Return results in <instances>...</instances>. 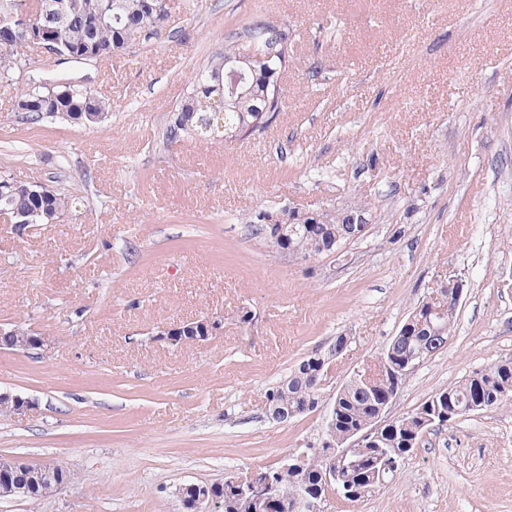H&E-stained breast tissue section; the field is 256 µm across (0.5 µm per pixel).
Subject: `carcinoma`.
Segmentation results:
<instances>
[{"mask_svg":"<svg viewBox=\"0 0 512 512\" xmlns=\"http://www.w3.org/2000/svg\"><path fill=\"white\" fill-rule=\"evenodd\" d=\"M29 0H0V27H30L34 35L48 36L58 43L62 51L92 52L108 59L134 44L141 37L158 31L168 17L167 0H39V9L31 12ZM288 23L264 14L251 17L238 28L224 36V49L214 53L203 70L197 73L185 99L175 108L163 138L166 143H176L184 138L198 136L205 140L237 137H262L277 121L282 111L279 94V77L288 63ZM31 43L14 37H0V77L12 78L22 66L25 50ZM245 57L241 63L244 80L234 96H229L226 86L227 62ZM13 111L20 112L33 122L44 118H59L78 124L77 118L89 112L96 116L88 124L98 125L108 115V103L93 90L78 85H56L43 88L36 106L29 103L28 94L17 96ZM224 130L216 129L218 122ZM5 195L0 196V209L23 215L34 201L29 182L0 178ZM76 204L74 195L52 191L49 209L60 218ZM271 212L256 211L251 219L253 234L279 253L292 249L305 261H315L346 244L348 225L339 222L334 209L318 213L297 211L285 228L270 223ZM424 312L411 314L383 352L387 364L404 369L408 359L422 354V359L434 355L448 341L456 314L434 320L440 328L434 335L420 322ZM320 355L313 354L300 362L285 379L270 387L266 399L278 408L303 414L313 411L318 400L314 387ZM390 376L367 385L350 380L337 393L333 401L332 427L336 438L361 427L368 428L379 416L384 396L392 388ZM484 403V407L503 406L512 402V360L495 364L469 376L463 382L431 395L419 408L403 415L396 426H385L380 431L377 445L391 452L409 454L421 441L423 434L434 427L438 430L448 425L450 419L440 417L448 406L472 413L471 405ZM431 409L439 413L435 422L424 424L421 411ZM377 460L370 456H350L344 462L343 475L354 486H361L371 479ZM321 463L310 460L307 470L295 473L279 469L274 472L280 495V507L274 512H288V501L303 487H320ZM213 492L223 505V512H248L244 501L233 494L226 483L212 484Z\"/></svg>","mask_w":512,"mask_h":512,"instance_id":"cac0c4a2","label":"carcinoma"}]
</instances>
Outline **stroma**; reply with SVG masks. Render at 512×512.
Returning a JSON list of instances; mask_svg holds the SVG:
<instances>
[{"label": "stroma", "instance_id": "obj_1", "mask_svg": "<svg viewBox=\"0 0 512 512\" xmlns=\"http://www.w3.org/2000/svg\"><path fill=\"white\" fill-rule=\"evenodd\" d=\"M161 33L111 59L39 52L0 81V177L78 196L56 223L0 219V324L44 351L0 352V456L71 471L0 512H182L179 490L318 447L336 392L372 366L436 280L466 282L447 345L391 413L512 360V0H168ZM255 13L293 32L284 109L260 138L158 143L190 79ZM87 79L97 126L23 120L29 76ZM362 205L370 231L336 261L255 238L258 208ZM250 310L252 323L240 321ZM211 314L224 333L158 340ZM313 412L266 416V392L337 337ZM325 512H512V406L426 433L393 480ZM35 402L10 392H0V407H6L11 416L23 417L34 410Z\"/></svg>", "mask_w": 512, "mask_h": 512}]
</instances>
